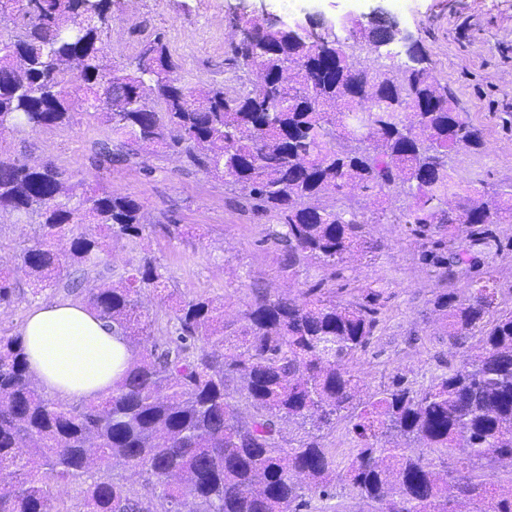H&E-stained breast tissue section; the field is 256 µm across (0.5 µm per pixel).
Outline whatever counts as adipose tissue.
Here are the masks:
<instances>
[{"label": "adipose tissue", "mask_w": 512, "mask_h": 512, "mask_svg": "<svg viewBox=\"0 0 512 512\" xmlns=\"http://www.w3.org/2000/svg\"><path fill=\"white\" fill-rule=\"evenodd\" d=\"M20 334L30 372L46 392L63 400L108 394L129 356L125 338L73 298L32 309Z\"/></svg>", "instance_id": "obj_1"}]
</instances>
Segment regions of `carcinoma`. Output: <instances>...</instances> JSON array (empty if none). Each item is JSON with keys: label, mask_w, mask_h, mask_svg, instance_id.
I'll return each mask as SVG.
<instances>
[{"label": "carcinoma", "mask_w": 512, "mask_h": 512, "mask_svg": "<svg viewBox=\"0 0 512 512\" xmlns=\"http://www.w3.org/2000/svg\"><path fill=\"white\" fill-rule=\"evenodd\" d=\"M111 2L0 0V14L24 20L19 34L0 38L1 132L70 124L77 85L87 115L118 140L116 153L112 140L98 143L91 166L155 145L224 176L253 211L275 218L266 239L293 275L315 267L342 279L347 259L379 250L352 192L380 200L399 183L408 199L399 221L420 241L423 263L450 284L431 300L441 340L470 352L425 386L397 375L370 390L349 362L375 335L381 291L367 284L356 299L338 300L323 278L294 298L258 296L231 336L224 302L181 299L158 340L138 297L168 285L145 257L84 294L132 352L111 395L48 398L29 374L22 336L0 335V512H69L62 495L80 479L74 512H185L188 501L192 512H300L313 498H336L338 481L354 493V512H512V489L493 481L506 462L512 475V306L479 275L482 258L503 250L498 227L512 223V190H480L448 166L451 152L481 147L483 133L425 72L422 50L397 64L387 49L369 67L351 30L343 40L330 34L332 49L315 54L303 33L270 31L254 17L256 41L230 48L236 79L260 60L273 83L295 66L294 84L197 90L158 36L129 65L104 62ZM369 93L378 109L357 111ZM67 181L53 164L0 160V212L39 218L17 247L34 299L74 291L91 272L106 277L112 239L146 232L137 199L101 189L73 204ZM87 220L97 232L81 230ZM20 297L13 273L1 270L0 307ZM345 419L357 448L343 461L312 431ZM287 424L305 431L295 447ZM127 469L149 494L128 486Z\"/></svg>", "instance_id": "carcinoma-1"}]
</instances>
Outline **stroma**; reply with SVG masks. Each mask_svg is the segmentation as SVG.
<instances>
[{"label": "stroma", "mask_w": 512, "mask_h": 512, "mask_svg": "<svg viewBox=\"0 0 512 512\" xmlns=\"http://www.w3.org/2000/svg\"><path fill=\"white\" fill-rule=\"evenodd\" d=\"M303 0L301 13L335 17L380 9L396 17L429 59L434 76L455 96L469 120L482 129L481 148L451 153L448 159L464 179L491 190L512 183V0ZM281 16L277 0H112L101 49L106 63L134 61L142 46L162 37L178 65L179 76L195 88H231L232 72L224 59L240 40L239 26L252 12ZM74 94L72 122L35 131L0 134V159L31 165L51 162L74 181L137 198L147 226L144 240L113 241L105 263L113 274L150 255L168 283L182 297L224 302V332L233 334L240 313L257 289L296 296L304 276L281 269L277 247L264 236L273 219L246 207L238 188L222 176L189 165L176 153L150 146L139 156L109 170L91 166L97 142L110 139L109 127L79 107ZM402 186H394L380 203H369L365 219L382 250L347 261L351 286L383 280L380 329L358 353L352 367L371 389L402 374L423 382L457 362L463 349L448 348L436 335L431 311L441 283L420 261L421 246L405 225L380 222L382 210L404 206ZM179 224L170 237L162 225ZM27 223L0 214V267L12 269L19 287L28 280L17 267L14 248L27 238Z\"/></svg>", "instance_id": "35a3bbf8"}]
</instances>
